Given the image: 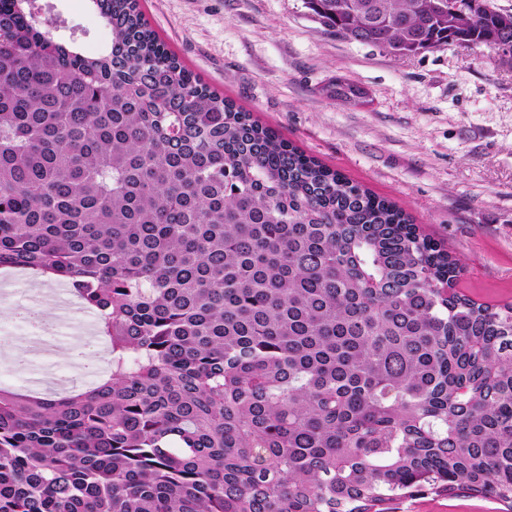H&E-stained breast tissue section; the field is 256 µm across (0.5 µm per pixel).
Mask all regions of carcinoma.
I'll return each instance as SVG.
<instances>
[{
    "instance_id": "obj_1",
    "label": "carcinoma",
    "mask_w": 512,
    "mask_h": 512,
    "mask_svg": "<svg viewBox=\"0 0 512 512\" xmlns=\"http://www.w3.org/2000/svg\"><path fill=\"white\" fill-rule=\"evenodd\" d=\"M311 2L411 56L512 50L492 0L464 27ZM92 3L89 55L0 0V269L64 282L110 353L85 391L0 386V512H512V304L457 292L459 259L186 71L138 0ZM385 512H504L492 498L474 496L460 491L456 495L419 493L391 501Z\"/></svg>"
}]
</instances>
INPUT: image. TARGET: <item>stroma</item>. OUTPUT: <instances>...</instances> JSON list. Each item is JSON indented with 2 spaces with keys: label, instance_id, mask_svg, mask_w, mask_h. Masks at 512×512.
Wrapping results in <instances>:
<instances>
[{
  "label": "stroma",
  "instance_id": "35a3bbf8",
  "mask_svg": "<svg viewBox=\"0 0 512 512\" xmlns=\"http://www.w3.org/2000/svg\"><path fill=\"white\" fill-rule=\"evenodd\" d=\"M39 20L87 52L108 38L89 0H35ZM147 22L188 70L284 140L350 181L397 202L424 234L461 259L457 291L512 304V67L484 47L443 46L397 56L328 31L304 0H140ZM363 103L336 100V80ZM0 296V385L63 394L101 380L98 334L77 336L86 309L50 335L27 320L60 284L22 271ZM45 336L43 350L18 344ZM386 512H502L494 499L419 493Z\"/></svg>",
  "mask_w": 512,
  "mask_h": 512
}]
</instances>
